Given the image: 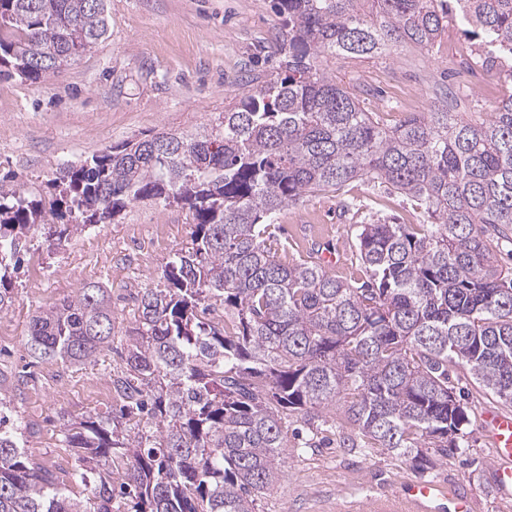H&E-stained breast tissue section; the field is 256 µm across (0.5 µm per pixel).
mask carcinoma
<instances>
[{
    "instance_id": "carcinoma-1",
    "label": "carcinoma",
    "mask_w": 512,
    "mask_h": 512,
    "mask_svg": "<svg viewBox=\"0 0 512 512\" xmlns=\"http://www.w3.org/2000/svg\"><path fill=\"white\" fill-rule=\"evenodd\" d=\"M279 72L245 90L216 128L162 132L106 147L56 171L69 224L44 223L42 201L0 179V313L9 268L28 237L62 239L151 200L188 209L190 245L138 292L119 408L61 416L75 449L73 499L1 428L0 512H255L279 479L297 421L339 405L356 439L426 467L428 449L464 447L468 414L450 377L469 371L512 403V93L476 118L436 108L385 126L328 58L432 49L461 14L480 51L512 59V0H274ZM108 33L106 0H0V76L33 83L51 57L79 58ZM420 203L425 224L356 225L361 281L288 264L264 235L284 209L352 180ZM232 329L206 319L216 305ZM117 317L88 284L32 316L36 362L84 364L110 345Z\"/></svg>"
}]
</instances>
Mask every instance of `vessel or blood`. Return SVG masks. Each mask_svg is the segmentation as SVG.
Instances as JSON below:
<instances>
[{"label":"vessel or blood","mask_w":512,"mask_h":512,"mask_svg":"<svg viewBox=\"0 0 512 512\" xmlns=\"http://www.w3.org/2000/svg\"><path fill=\"white\" fill-rule=\"evenodd\" d=\"M484 428L493 450L494 483L500 493H512V414L489 409L483 414ZM349 512H471V500L450 494L434 481H411L404 494L383 495L368 503L353 502Z\"/></svg>","instance_id":"vessel-or-blood-1"}]
</instances>
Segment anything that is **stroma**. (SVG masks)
<instances>
[{"label": "stroma", "instance_id": "35a3bbf8", "mask_svg": "<svg viewBox=\"0 0 512 512\" xmlns=\"http://www.w3.org/2000/svg\"><path fill=\"white\" fill-rule=\"evenodd\" d=\"M109 34L91 53L68 63L41 84L0 79V177L10 176L51 204V179L60 165L81 164L105 146L159 132L194 133L214 126L240 98L248 81L265 80L279 58L273 46L281 20L272 0H107ZM461 22L432 50L407 44L389 54L332 61L329 72L363 87L365 110L393 126L408 112L434 106L452 112H490L508 89L496 71L470 73L463 65L475 41ZM351 204L343 210L341 201ZM376 219L419 224L415 202L360 180L338 194L312 195L281 212L266 244L290 263L336 256L334 274L355 270V227ZM192 218L176 205L130 204L114 223L85 229L56 245L33 235L14 278L12 306L0 313V371H26L5 395L24 426L26 451L71 485L74 458L60 431V414L78 420L112 410L108 375L121 361L126 325L111 348L91 363L29 364L24 350L29 321L94 283L129 315L131 300L158 268L190 241ZM459 386L469 409L466 448L449 450L434 468L382 448L341 447L340 410H331L316 448L293 439L280 480L258 497L256 512H336L340 502L400 493L406 480H434L469 494L473 512H512L488 472L492 449L482 427L485 410L500 401L466 371Z\"/></svg>", "mask_w": 512, "mask_h": 512}]
</instances>
